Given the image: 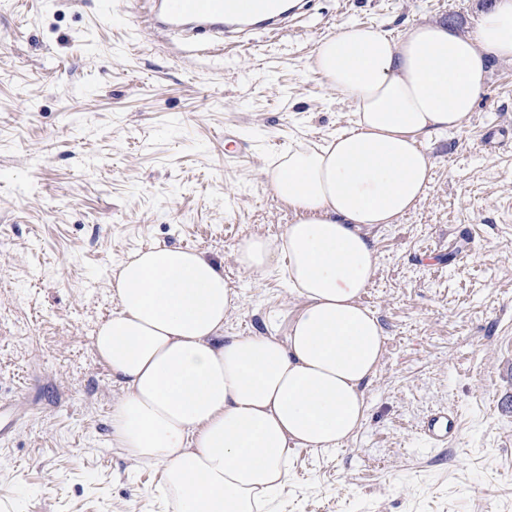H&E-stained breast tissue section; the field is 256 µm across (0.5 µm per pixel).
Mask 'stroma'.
Returning a JSON list of instances; mask_svg holds the SVG:
<instances>
[{
    "label": "stroma",
    "instance_id": "stroma-1",
    "mask_svg": "<svg viewBox=\"0 0 512 512\" xmlns=\"http://www.w3.org/2000/svg\"><path fill=\"white\" fill-rule=\"evenodd\" d=\"M130 0H0V512H167L160 466L110 445L123 394L94 336L127 257L184 246L239 294L228 336L285 340L304 302L240 242L293 223L270 172L288 148L351 126L356 106L310 67L354 20L473 29L485 0H310L283 33L194 52L129 21ZM506 143L487 152L489 125ZM432 178L371 229L362 297L386 336L356 435L289 450L272 512H512V63L492 62L464 129L426 144ZM455 412L439 448L418 434Z\"/></svg>",
    "mask_w": 512,
    "mask_h": 512
}]
</instances>
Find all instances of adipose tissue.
<instances>
[{
	"mask_svg": "<svg viewBox=\"0 0 512 512\" xmlns=\"http://www.w3.org/2000/svg\"><path fill=\"white\" fill-rule=\"evenodd\" d=\"M494 59L512 61V0H496L466 34L415 23L395 40L346 22L320 43L311 66L354 101L355 120L281 156L270 182L296 221L237 251L257 274L285 261L305 302L286 341L225 336L237 293L201 252L152 247L115 271L119 309L96 336L124 388L111 445L162 466L176 512H260L288 480L290 447L331 449L362 426L385 343L360 301L375 269L365 231L423 198L426 140L464 127Z\"/></svg>",
	"mask_w": 512,
	"mask_h": 512,
	"instance_id": "obj_1",
	"label": "adipose tissue"
}]
</instances>
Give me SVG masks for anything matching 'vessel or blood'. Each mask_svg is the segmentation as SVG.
<instances>
[{"instance_id":"vessel-or-blood-1","label":"vessel or blood","mask_w":512,"mask_h":512,"mask_svg":"<svg viewBox=\"0 0 512 512\" xmlns=\"http://www.w3.org/2000/svg\"><path fill=\"white\" fill-rule=\"evenodd\" d=\"M152 7L149 28L178 33L190 42L207 37L220 43L237 31L253 27L279 32L287 17L280 0H148ZM459 421L453 412L429 415L420 434L431 447L453 439Z\"/></svg>"}]
</instances>
